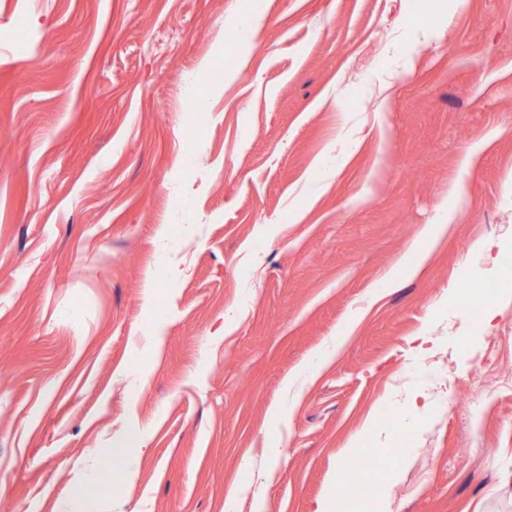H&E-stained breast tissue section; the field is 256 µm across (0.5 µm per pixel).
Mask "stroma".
<instances>
[{
	"instance_id": "stroma-1",
	"label": "stroma",
	"mask_w": 512,
	"mask_h": 512,
	"mask_svg": "<svg viewBox=\"0 0 512 512\" xmlns=\"http://www.w3.org/2000/svg\"><path fill=\"white\" fill-rule=\"evenodd\" d=\"M408 16L0 0V512H314L374 418L364 456L401 461L371 512H512V0ZM130 434L134 476L89 484Z\"/></svg>"
}]
</instances>
